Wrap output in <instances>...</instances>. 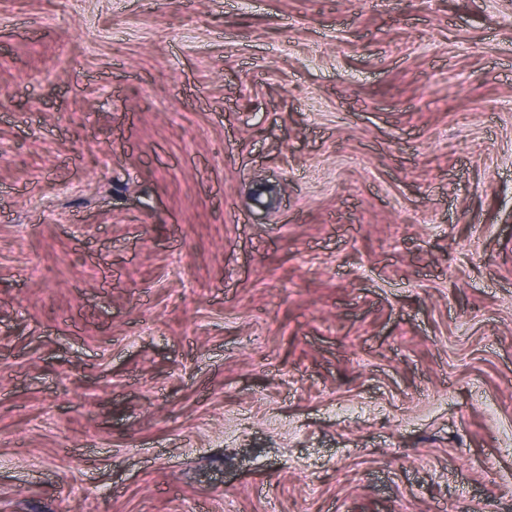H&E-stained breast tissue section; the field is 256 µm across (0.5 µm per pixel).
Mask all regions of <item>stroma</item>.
<instances>
[{
	"instance_id": "stroma-1",
	"label": "stroma",
	"mask_w": 512,
	"mask_h": 512,
	"mask_svg": "<svg viewBox=\"0 0 512 512\" xmlns=\"http://www.w3.org/2000/svg\"><path fill=\"white\" fill-rule=\"evenodd\" d=\"M0 512H512V0H0Z\"/></svg>"
}]
</instances>
